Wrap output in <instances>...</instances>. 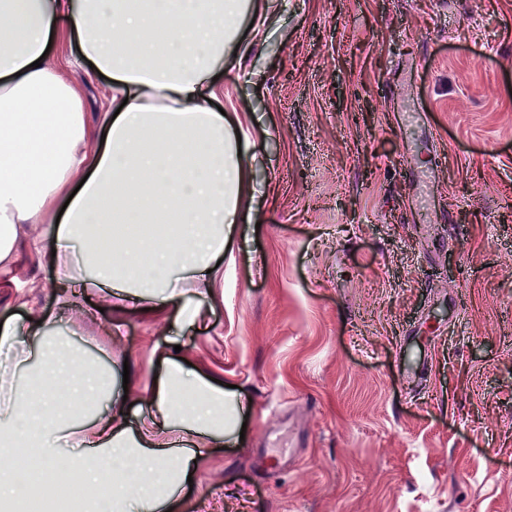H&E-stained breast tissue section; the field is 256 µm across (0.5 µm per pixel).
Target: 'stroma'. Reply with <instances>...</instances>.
Returning a JSON list of instances; mask_svg holds the SVG:
<instances>
[{
    "label": "stroma",
    "instance_id": "35a3bbf8",
    "mask_svg": "<svg viewBox=\"0 0 512 512\" xmlns=\"http://www.w3.org/2000/svg\"><path fill=\"white\" fill-rule=\"evenodd\" d=\"M252 2L213 102L248 197L204 319L60 306L42 224L0 316L110 370L131 434L168 359L227 384L181 512H512V0ZM50 55L99 128L108 78L67 28Z\"/></svg>",
    "mask_w": 512,
    "mask_h": 512
}]
</instances>
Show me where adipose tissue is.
I'll return each mask as SVG.
<instances>
[{
    "label": "adipose tissue",
    "mask_w": 512,
    "mask_h": 512,
    "mask_svg": "<svg viewBox=\"0 0 512 512\" xmlns=\"http://www.w3.org/2000/svg\"><path fill=\"white\" fill-rule=\"evenodd\" d=\"M250 8V0H0V266L14 259L17 225L46 224L63 306L104 287L199 315L191 290L208 284L246 190L238 139L210 101ZM63 22L111 78L117 112L105 114L101 142L77 88L45 55ZM130 224L147 230L127 233ZM41 359L44 369L23 387L18 364L0 367V454L26 439L44 466L45 497L72 481L93 486L88 512H178L176 490L209 441L224 436L223 388L170 361L131 437L122 398L110 414L76 418L110 390L109 374L46 345ZM187 383L190 400H175ZM66 431L82 460L73 474L56 463Z\"/></svg>",
    "instance_id": "1"
}]
</instances>
